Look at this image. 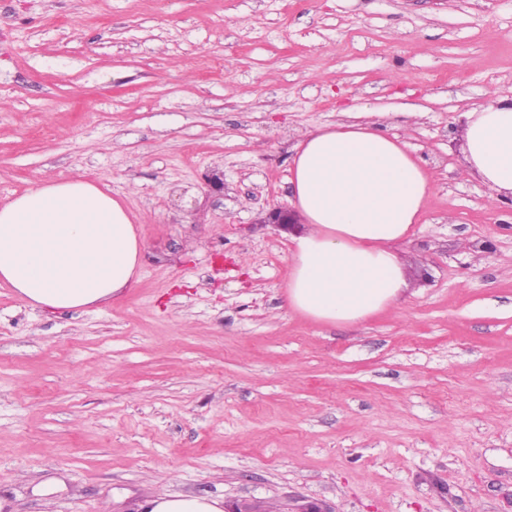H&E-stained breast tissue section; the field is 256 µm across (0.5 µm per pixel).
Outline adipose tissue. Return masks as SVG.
Listing matches in <instances>:
<instances>
[{
  "label": "adipose tissue",
  "mask_w": 512,
  "mask_h": 512,
  "mask_svg": "<svg viewBox=\"0 0 512 512\" xmlns=\"http://www.w3.org/2000/svg\"><path fill=\"white\" fill-rule=\"evenodd\" d=\"M468 171L512 204V99L466 115ZM294 206L309 230L292 241L290 306L315 321L353 324L400 301L398 246L433 194L407 142L376 122L326 126L297 145ZM132 213L84 177L38 185L0 207V282L44 310L104 302L137 277Z\"/></svg>",
  "instance_id": "obj_1"
}]
</instances>
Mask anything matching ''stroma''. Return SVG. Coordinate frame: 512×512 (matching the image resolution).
I'll return each instance as SVG.
<instances>
[{
  "label": "stroma",
  "instance_id": "obj_1",
  "mask_svg": "<svg viewBox=\"0 0 512 512\" xmlns=\"http://www.w3.org/2000/svg\"><path fill=\"white\" fill-rule=\"evenodd\" d=\"M512 97V0H0V206L80 174L139 278L46 311L0 282V512H512V208L465 114ZM372 113L433 185L407 289L292 310L304 135ZM140 512H239L238 505H224V502L208 497L167 496L147 500Z\"/></svg>",
  "mask_w": 512,
  "mask_h": 512
}]
</instances>
